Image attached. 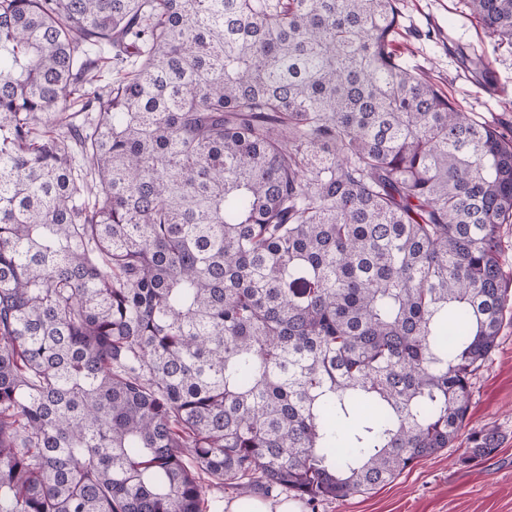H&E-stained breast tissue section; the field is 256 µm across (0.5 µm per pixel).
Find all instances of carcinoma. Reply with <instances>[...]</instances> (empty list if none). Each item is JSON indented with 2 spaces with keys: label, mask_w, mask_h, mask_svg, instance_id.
Masks as SVG:
<instances>
[{
  "label": "carcinoma",
  "mask_w": 512,
  "mask_h": 512,
  "mask_svg": "<svg viewBox=\"0 0 512 512\" xmlns=\"http://www.w3.org/2000/svg\"><path fill=\"white\" fill-rule=\"evenodd\" d=\"M512 46V0H467ZM399 0H0V512L392 481L512 300V137ZM470 433L467 458L498 450Z\"/></svg>",
  "instance_id": "obj_1"
}]
</instances>
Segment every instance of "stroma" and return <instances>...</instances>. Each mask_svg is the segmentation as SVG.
<instances>
[{
    "instance_id": "obj_1",
    "label": "stroma",
    "mask_w": 512,
    "mask_h": 512,
    "mask_svg": "<svg viewBox=\"0 0 512 512\" xmlns=\"http://www.w3.org/2000/svg\"><path fill=\"white\" fill-rule=\"evenodd\" d=\"M399 47L461 111L512 123V49L497 47L466 0H401ZM488 59L498 90L488 94L474 69ZM495 429L497 452L469 461V432ZM302 512H512V307L498 343L472 379L466 429L449 448L422 459L392 482L343 499L302 504Z\"/></svg>"
}]
</instances>
